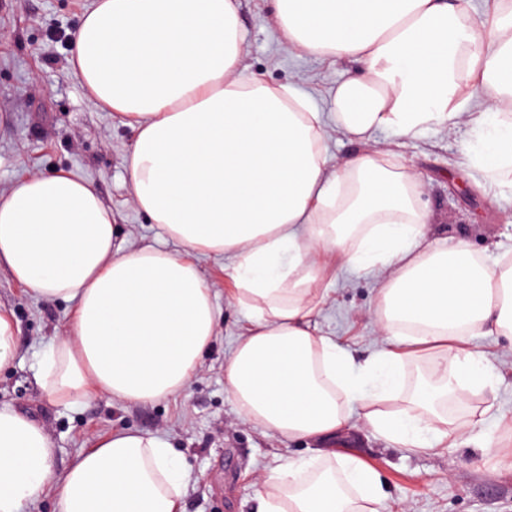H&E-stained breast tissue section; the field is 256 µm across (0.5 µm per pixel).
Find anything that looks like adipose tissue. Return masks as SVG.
Here are the masks:
<instances>
[{
	"instance_id": "obj_1",
	"label": "adipose tissue",
	"mask_w": 512,
	"mask_h": 512,
	"mask_svg": "<svg viewBox=\"0 0 512 512\" xmlns=\"http://www.w3.org/2000/svg\"><path fill=\"white\" fill-rule=\"evenodd\" d=\"M272 21L286 50L361 63L329 112L244 74L238 0H93L71 69L94 108L135 131L131 202L184 251L123 246L91 182L33 172L0 194V267L35 297L75 302L35 375L73 408L188 386L220 315L191 256L223 257L247 320L224 360L227 392L271 435L320 446L256 479L257 512H380L378 473L331 440L355 408L398 448L447 437V400L493 383L469 338L512 335V261L492 269L466 239H431L419 176L388 150L328 166L327 130L366 143L466 122L483 187L511 186L512 0L480 21L462 0H275ZM337 267L378 284L379 342L360 361L312 321ZM424 346L430 374L409 379ZM192 480L166 441L130 430L57 471L45 428L0 406V512L46 495L57 512H183Z\"/></svg>"
}]
</instances>
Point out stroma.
Masks as SVG:
<instances>
[{"label": "stroma", "instance_id": "stroma-1", "mask_svg": "<svg viewBox=\"0 0 512 512\" xmlns=\"http://www.w3.org/2000/svg\"><path fill=\"white\" fill-rule=\"evenodd\" d=\"M91 0H0V193L30 172L64 171L93 183L111 209L118 239L136 247L164 241L163 231L129 203L126 159L134 133L119 117L93 108L70 70L76 28ZM271 0H239L248 45L244 72L272 84H296L320 111L330 109L336 84L357 64L347 59L297 56L279 47L270 21ZM402 162L426 187L433 235L465 237L487 265L512 251V190L488 194L462 150L461 135L428 131L405 140ZM196 261L220 308L218 336L188 387L178 396L125 404L99 395L71 410L37 385L38 356L70 330L73 303L37 299L0 269V311L19 328L12 365L0 371V405L29 415L44 426L56 449L57 469L107 432L135 430L164 438L197 476L184 498V512H254L252 484L258 475L312 456L314 443L283 441L242 417L224 388V359L245 325L244 313L227 300L224 261ZM327 300L317 323L357 355L375 347L370 309L373 279L333 273L322 282ZM501 373L495 391L463 403L450 402L448 418L467 424L472 435H489V453L466 439L453 448L411 452L393 447L365 427L353 430L349 448L382 480L381 512H512V338H479Z\"/></svg>", "mask_w": 512, "mask_h": 512}]
</instances>
